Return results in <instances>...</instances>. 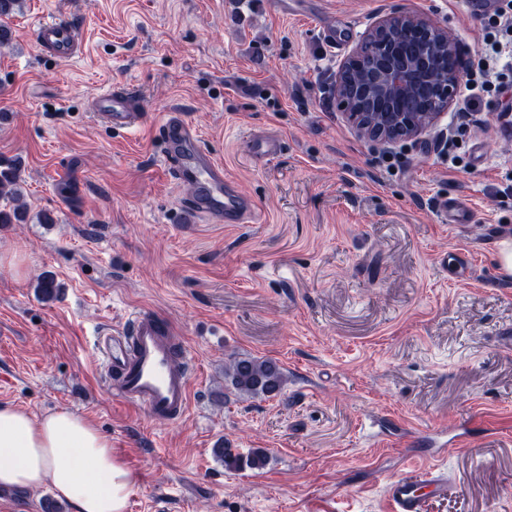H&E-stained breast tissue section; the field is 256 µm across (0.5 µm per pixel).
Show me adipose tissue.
<instances>
[{"instance_id":"obj_1","label":"adipose tissue","mask_w":512,"mask_h":512,"mask_svg":"<svg viewBox=\"0 0 512 512\" xmlns=\"http://www.w3.org/2000/svg\"><path fill=\"white\" fill-rule=\"evenodd\" d=\"M136 474L86 417L0 404V490L50 488L74 512H125Z\"/></svg>"}]
</instances>
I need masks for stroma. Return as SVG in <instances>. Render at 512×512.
I'll use <instances>...</instances> for the list:
<instances>
[{
    "mask_svg": "<svg viewBox=\"0 0 512 512\" xmlns=\"http://www.w3.org/2000/svg\"><path fill=\"white\" fill-rule=\"evenodd\" d=\"M402 10L448 25L475 67L484 19L468 0H23L10 18L0 160L21 168L27 217L0 224V404L91 420L138 477L127 512H387L388 484L424 472L472 419L445 455L452 488L426 512H512V276L497 264L512 238V125L489 97L455 160L431 130L385 162L330 93L372 25ZM50 15L83 28L80 56L37 52ZM113 85L141 95L138 129L94 117ZM172 110L256 223L189 211L159 152ZM260 136L281 152L254 157ZM453 196L470 223H443ZM451 251L471 257L467 279L449 275ZM45 273L52 300L36 290ZM137 308L193 355L190 409L169 425L113 399L93 350ZM239 354L276 360L283 392L225 390ZM220 441L268 462L226 468ZM439 212L448 224H467L473 218V208L461 197H448L439 202Z\"/></svg>",
    "mask_w": 512,
    "mask_h": 512,
    "instance_id": "obj_1",
    "label": "stroma"
}]
</instances>
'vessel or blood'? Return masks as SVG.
Returning <instances> with one entry per match:
<instances>
[{"label":"vessel or blood","instance_id":"obj_1","mask_svg":"<svg viewBox=\"0 0 512 512\" xmlns=\"http://www.w3.org/2000/svg\"><path fill=\"white\" fill-rule=\"evenodd\" d=\"M33 39L39 53L59 59L81 52L79 26L59 16L39 23ZM95 111L115 129H133L143 118L137 93L123 87L102 92ZM160 137L172 179L193 190L192 212L212 224H247L255 218L253 202L225 176L223 164L202 148L197 129L181 114L164 116ZM439 212L451 224H465L473 217L472 206L461 197L442 199ZM96 354L105 385L120 403L144 411L159 424L182 420L188 413L192 356L164 317L148 310L133 312L121 329L101 332ZM447 493L448 479L438 469L406 475L389 483L387 491L391 512H424L428 498Z\"/></svg>","mask_w":512,"mask_h":512}]
</instances>
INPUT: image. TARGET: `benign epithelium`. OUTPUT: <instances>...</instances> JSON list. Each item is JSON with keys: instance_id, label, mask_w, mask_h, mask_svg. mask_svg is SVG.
Here are the masks:
<instances>
[{"instance_id": "obj_1", "label": "benign epithelium", "mask_w": 512, "mask_h": 512, "mask_svg": "<svg viewBox=\"0 0 512 512\" xmlns=\"http://www.w3.org/2000/svg\"><path fill=\"white\" fill-rule=\"evenodd\" d=\"M376 40L367 60L359 46L336 74V101L358 134L392 147L435 128L455 104L463 80L458 38L446 25L406 11L385 16L369 30ZM352 62L361 64L362 83L348 88L341 80ZM433 93L436 112L413 111L421 94Z\"/></svg>"}]
</instances>
